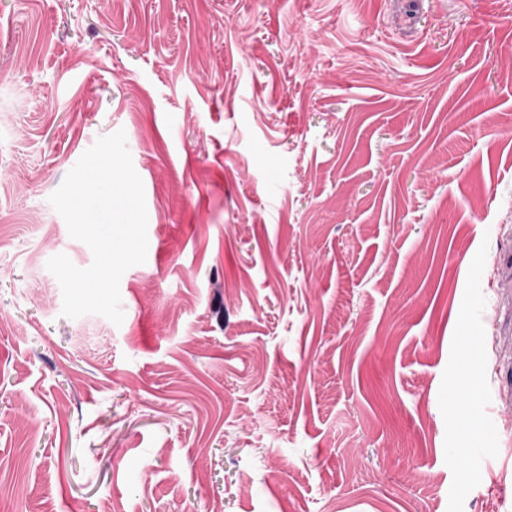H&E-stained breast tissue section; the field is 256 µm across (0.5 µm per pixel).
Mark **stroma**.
Segmentation results:
<instances>
[{"label": "stroma", "instance_id": "35a3bbf8", "mask_svg": "<svg viewBox=\"0 0 512 512\" xmlns=\"http://www.w3.org/2000/svg\"><path fill=\"white\" fill-rule=\"evenodd\" d=\"M120 129L117 326L46 264ZM107 505L512 512V0H0V512Z\"/></svg>", "mask_w": 512, "mask_h": 512}]
</instances>
